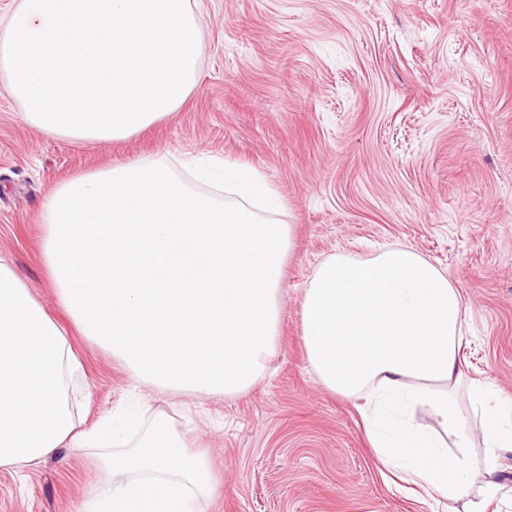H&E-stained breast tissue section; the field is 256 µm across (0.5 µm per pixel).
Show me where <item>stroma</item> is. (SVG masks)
Instances as JSON below:
<instances>
[{
    "label": "stroma",
    "mask_w": 512,
    "mask_h": 512,
    "mask_svg": "<svg viewBox=\"0 0 512 512\" xmlns=\"http://www.w3.org/2000/svg\"><path fill=\"white\" fill-rule=\"evenodd\" d=\"M203 49L182 108L117 144L46 135L0 83V261L67 322L43 263L52 187L108 164L191 154L252 168L293 227L271 372L233 398L135 389L111 352L72 332L78 431L128 404L187 419L217 477L208 512H434L390 488L360 402L307 362L299 304L332 255L408 246L467 306V378L512 400V0H198ZM103 447L0 469V512H82Z\"/></svg>",
    "instance_id": "1"
}]
</instances>
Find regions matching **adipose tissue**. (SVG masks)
Returning a JSON list of instances; mask_svg holds the SVG:
<instances>
[{"instance_id":"obj_1","label":"adipose tissue","mask_w":512,"mask_h":512,"mask_svg":"<svg viewBox=\"0 0 512 512\" xmlns=\"http://www.w3.org/2000/svg\"><path fill=\"white\" fill-rule=\"evenodd\" d=\"M465 317L463 298L447 276L404 246L365 261L325 259L299 310L314 375L335 394L364 399L366 436L395 489H424L451 512H488L492 503H512V487L500 476V452L512 449V401L470 384L485 448L474 461L455 397ZM74 363L65 329L0 262V468L64 445L82 447L65 385ZM422 403L455 436L457 452L415 422L412 411Z\"/></svg>"}]
</instances>
